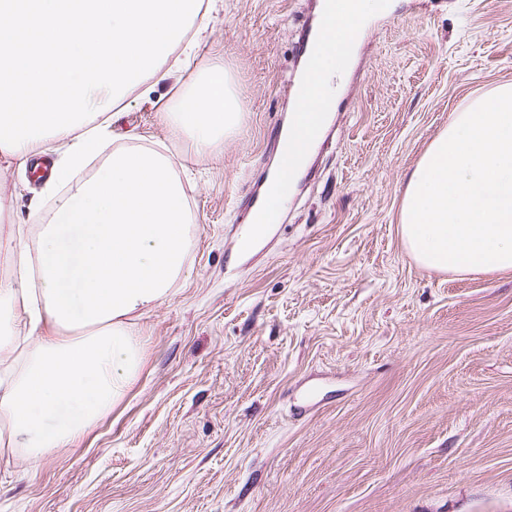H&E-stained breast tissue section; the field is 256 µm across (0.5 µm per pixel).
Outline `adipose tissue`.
I'll return each instance as SVG.
<instances>
[{
  "instance_id": "adipose-tissue-1",
  "label": "adipose tissue",
  "mask_w": 512,
  "mask_h": 512,
  "mask_svg": "<svg viewBox=\"0 0 512 512\" xmlns=\"http://www.w3.org/2000/svg\"><path fill=\"white\" fill-rule=\"evenodd\" d=\"M205 0H0V155L26 162L58 144L51 176L64 187L34 240L10 227L0 250V447L37 457L76 445L107 415L142 363L137 322L186 271L188 195L170 156L110 147L103 118L147 83L189 70L208 28ZM245 112L223 62L165 103L159 118L199 156L213 154ZM101 165L84 180L88 160ZM273 169L243 250L265 238L288 203Z\"/></svg>"
}]
</instances>
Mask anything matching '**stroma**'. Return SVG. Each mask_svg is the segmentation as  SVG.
<instances>
[{
	"mask_svg": "<svg viewBox=\"0 0 512 512\" xmlns=\"http://www.w3.org/2000/svg\"><path fill=\"white\" fill-rule=\"evenodd\" d=\"M321 0H224L220 60L244 121L192 153L131 96L108 130L169 155L187 275L138 323L141 370L74 448L0 464V512H512V270L458 279L406 250L408 174L453 112L512 84V0H390L278 224L239 233L277 165ZM61 190L0 160L34 237Z\"/></svg>",
	"mask_w": 512,
	"mask_h": 512,
	"instance_id": "stroma-1",
	"label": "stroma"
}]
</instances>
